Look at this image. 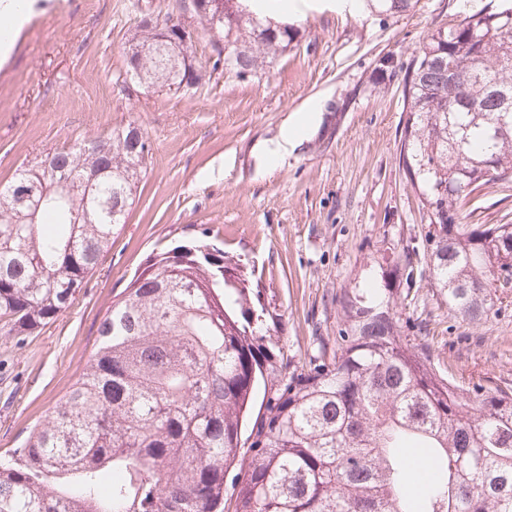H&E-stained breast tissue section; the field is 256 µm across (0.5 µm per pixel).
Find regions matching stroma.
Segmentation results:
<instances>
[{
	"label": "stroma",
	"instance_id": "stroma-1",
	"mask_svg": "<svg viewBox=\"0 0 512 512\" xmlns=\"http://www.w3.org/2000/svg\"><path fill=\"white\" fill-rule=\"evenodd\" d=\"M417 0L383 16L279 0L299 36L244 80L213 70L209 36L180 0H28L0 41V185L33 155L74 147L136 122L152 146L125 226L55 321L28 336L0 331V458L77 380L112 301L153 254L203 240L264 274L282 323L272 340L308 361L319 339L346 327V291L380 278L430 226L398 162L408 107L399 66L433 29L459 21L465 2ZM185 15L204 77L181 92L130 83L124 50L141 21ZM318 120L280 165L266 143L287 119ZM469 224H512V185L484 189L461 210ZM403 338L464 387L512 390V284L471 324L437 303L427 282L399 298Z\"/></svg>",
	"mask_w": 512,
	"mask_h": 512
}]
</instances>
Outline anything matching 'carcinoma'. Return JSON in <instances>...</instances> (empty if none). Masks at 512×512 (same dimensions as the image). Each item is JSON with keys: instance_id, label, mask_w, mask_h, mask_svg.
<instances>
[{"instance_id": "carcinoma-1", "label": "carcinoma", "mask_w": 512, "mask_h": 512, "mask_svg": "<svg viewBox=\"0 0 512 512\" xmlns=\"http://www.w3.org/2000/svg\"><path fill=\"white\" fill-rule=\"evenodd\" d=\"M212 70L245 78L298 30L223 0ZM388 15L413 0H369ZM132 45L193 39L168 15ZM512 0L465 9L426 34L404 73L409 107L398 161L433 231L423 246L437 302L469 323L512 283V224H464L457 204L512 182ZM133 124L36 156L10 187L48 193L36 211L0 200V322L26 336L62 314L124 226L151 145L131 152ZM103 171L88 191L87 166ZM71 181L72 196L53 184ZM209 243L151 257L98 328V346L47 419L0 461V512H512V392L464 389L401 336L392 288L345 293L347 328L301 371L268 344L279 322L261 278ZM410 256L390 283H413ZM268 384L249 432L243 418ZM238 472H233L234 466Z\"/></svg>"}]
</instances>
